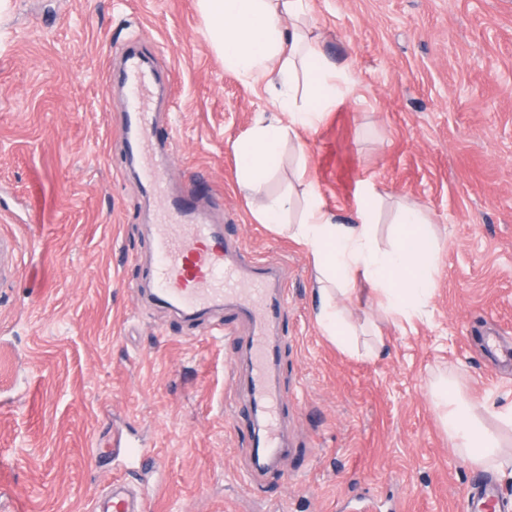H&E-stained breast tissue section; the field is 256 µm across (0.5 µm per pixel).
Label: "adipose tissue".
I'll return each mask as SVG.
<instances>
[{
  "label": "adipose tissue",
  "mask_w": 512,
  "mask_h": 512,
  "mask_svg": "<svg viewBox=\"0 0 512 512\" xmlns=\"http://www.w3.org/2000/svg\"><path fill=\"white\" fill-rule=\"evenodd\" d=\"M203 36L224 58L225 69L244 81L273 90V111L258 115L249 135L235 146L237 179L249 190L264 184L275 166L282 142L314 128L322 112L336 103L337 69L303 24L308 0H198ZM312 77L307 101L298 104L299 75ZM305 202L299 223L285 224L293 196L266 201L259 223L286 230L303 248L316 272L319 304L316 320L338 346L356 347L354 331L344 321L339 302L351 298L357 282H365L380 305L409 319L423 316L434 288L436 249L415 210L403 209L401 233L392 248L379 250L373 234L374 205H367L352 225L332 223L314 184L298 178L296 194ZM447 412L443 424L454 445L470 462L483 466L501 459L496 435L486 429L463 400L436 392Z\"/></svg>",
  "instance_id": "ef3b65f1"
}]
</instances>
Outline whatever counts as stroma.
Listing matches in <instances>:
<instances>
[{
  "instance_id": "1",
  "label": "stroma",
  "mask_w": 512,
  "mask_h": 512,
  "mask_svg": "<svg viewBox=\"0 0 512 512\" xmlns=\"http://www.w3.org/2000/svg\"><path fill=\"white\" fill-rule=\"evenodd\" d=\"M343 99L284 143L262 190L236 177L233 146L270 95L224 67L197 0H7L0 8V230L20 265L0 287V512H94L116 479L144 512H459L512 478L454 448L432 393L447 380L488 413L512 403V0H309ZM152 39L137 38L140 29ZM172 90L154 105L177 141L171 191L202 186L224 239L282 267L277 326L288 450L253 474L251 326L218 309L185 320L149 302V226L164 200L130 162L129 46ZM305 175L325 210L355 223L379 193L389 248L406 206L436 241L423 317L386 313L367 283L342 302L359 351L315 319L314 270L286 233L257 223L265 196ZM229 325L230 339L217 338ZM491 503L495 504L494 510H497V493L493 486L485 484L475 491L465 495L460 510L462 512H489L487 506ZM493 511V512H495Z\"/></svg>"
}]
</instances>
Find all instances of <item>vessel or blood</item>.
Returning <instances> with one entry per match:
<instances>
[{
    "instance_id": "b4317fda",
    "label": "vessel or blood",
    "mask_w": 512,
    "mask_h": 512,
    "mask_svg": "<svg viewBox=\"0 0 512 512\" xmlns=\"http://www.w3.org/2000/svg\"><path fill=\"white\" fill-rule=\"evenodd\" d=\"M125 71L128 88L118 104L127 112L134 130L141 174L153 190L161 191L167 175L158 146L163 142L174 143L175 136L169 133L162 137L157 133L150 108L153 71L133 55L127 56ZM151 244L155 260L149 279L154 286L155 305L174 310L187 319L224 306L247 314L254 323L248 385L258 438L251 456L255 468H262L281 449L277 423L281 397L273 379L275 345L270 328L287 306L286 292L261 267H247L228 259L219 225L215 224L205 200L192 192L169 197L153 226ZM496 500L494 487L484 485L465 495L461 512H486ZM102 512L142 509L124 484L118 482Z\"/></svg>"
}]
</instances>
